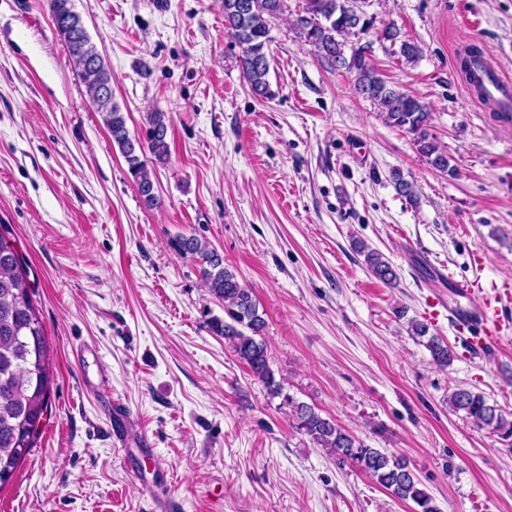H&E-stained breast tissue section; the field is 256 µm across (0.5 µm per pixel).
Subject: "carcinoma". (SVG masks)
<instances>
[{
    "mask_svg": "<svg viewBox=\"0 0 512 512\" xmlns=\"http://www.w3.org/2000/svg\"><path fill=\"white\" fill-rule=\"evenodd\" d=\"M73 0H48L49 14L61 42L69 39L65 28L67 8ZM358 0H304L296 19L298 37L314 47L317 55L336 70L353 75L357 95L381 109L386 124L413 135L418 153L434 169L450 171L448 156L430 133L432 113L421 98L387 85L366 57L367 48L347 46V37L367 33L373 26L357 5ZM224 26L241 49L239 66L251 91L271 96L269 73L268 22L285 12L287 0H222ZM380 38L390 42L391 52L406 63L420 57L419 46L400 35L393 24L382 29ZM85 86L90 101L101 113L113 145L124 157L140 199L148 208H158L162 199L154 192V173L141 160L148 152L158 162L167 160L170 152L168 133L170 118L165 112H149L148 141L142 143L131 136L126 116L115 101L102 100L99 92L112 84L108 64L93 42L66 49ZM460 69L476 92L483 81V53L472 45L460 58ZM179 252L198 259L200 278L209 294L224 302L227 318L210 317L211 332L224 337L238 359L245 363L272 394L281 392L270 365L263 338L266 321L259 312V302L251 288L224 266V259L207 242L195 236L181 237ZM354 248L365 256L371 273L386 285L397 281L391 265L383 256L369 249L361 240ZM30 268L8 236L0 231V488L13 479L17 469L35 447L39 423L50 407L51 363L49 346L39 310L34 304ZM414 334L428 337L427 348L433 360L446 367L454 353L441 337L428 335L423 323L411 324ZM449 406L464 413L475 426L486 429L500 439H512V418L486 402L469 389L458 388L448 398ZM296 428L334 457L336 465H352L367 474L393 497L410 500L416 512H439L431 495L420 487V481L406 459L366 445L333 419L322 416L315 408L299 403L294 406Z\"/></svg>",
    "mask_w": 512,
    "mask_h": 512,
    "instance_id": "1",
    "label": "carcinoma"
}]
</instances>
